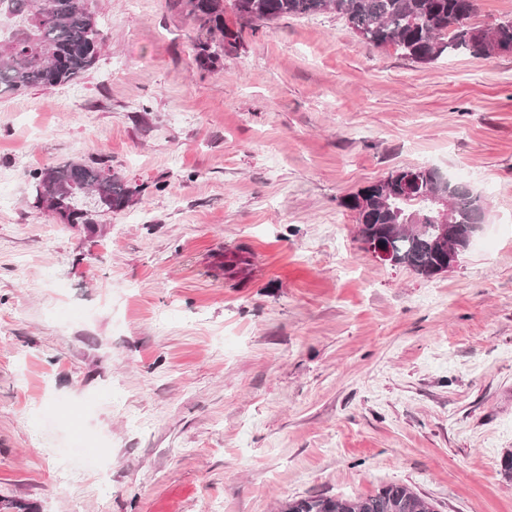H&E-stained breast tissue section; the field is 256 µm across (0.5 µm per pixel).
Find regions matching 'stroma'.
Returning <instances> with one entry per match:
<instances>
[{
    "mask_svg": "<svg viewBox=\"0 0 512 512\" xmlns=\"http://www.w3.org/2000/svg\"><path fill=\"white\" fill-rule=\"evenodd\" d=\"M78 82L0 98V497L26 512H281L399 484L512 512V55L433 64L336 14L239 43L186 0H93ZM112 169L100 231L33 171ZM433 166L486 198L433 278L345 196Z\"/></svg>",
    "mask_w": 512,
    "mask_h": 512,
    "instance_id": "obj_1",
    "label": "stroma"
}]
</instances>
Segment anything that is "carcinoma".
I'll use <instances>...</instances> for the list:
<instances>
[{
    "label": "carcinoma",
    "mask_w": 512,
    "mask_h": 512,
    "mask_svg": "<svg viewBox=\"0 0 512 512\" xmlns=\"http://www.w3.org/2000/svg\"><path fill=\"white\" fill-rule=\"evenodd\" d=\"M91 0H0V95L20 94L36 87L72 83L95 64L101 32ZM186 0L188 14L210 36L218 34L233 46L245 28L253 30L284 17L328 11L345 19L362 39L391 46L423 64L456 54L491 58L472 19L478 0ZM231 8L238 30L224 19ZM492 42L512 48V18L499 21ZM35 198L53 195L52 187L72 184L83 189L89 204L64 199L60 218L66 224H92L99 210L127 207L131 191L123 178L81 160H70L31 174ZM425 191L440 192L451 201L454 223L463 233L478 221L485 202L468 189L449 182L435 167L399 168L345 197L341 205L355 214L359 240L388 239L401 266L432 278L439 272L433 240L437 225ZM415 213L416 226L397 225ZM286 512H433L429 503L408 487L392 484L369 496L310 497L288 503Z\"/></svg>",
    "instance_id": "obj_1"
}]
</instances>
